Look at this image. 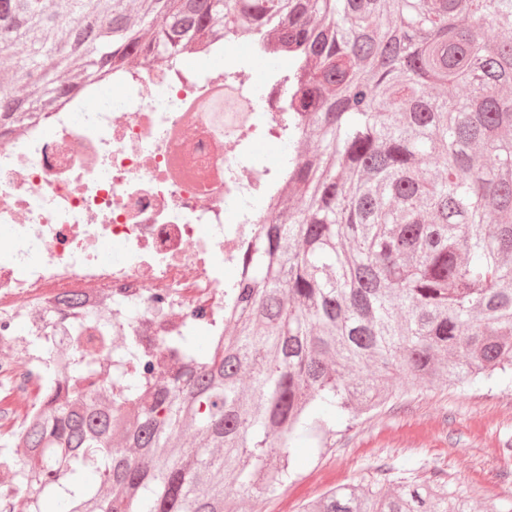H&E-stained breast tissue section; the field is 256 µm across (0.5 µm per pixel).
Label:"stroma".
<instances>
[{"instance_id": "1", "label": "stroma", "mask_w": 512, "mask_h": 512, "mask_svg": "<svg viewBox=\"0 0 512 512\" xmlns=\"http://www.w3.org/2000/svg\"><path fill=\"white\" fill-rule=\"evenodd\" d=\"M395 395L362 413L323 454L302 450L295 475L246 501L247 512H299L331 487L382 472L438 473L472 512H512V379L462 388L395 381Z\"/></svg>"}]
</instances>
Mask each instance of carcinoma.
I'll list each match as a JSON object with an SVG mask.
<instances>
[{
  "mask_svg": "<svg viewBox=\"0 0 512 512\" xmlns=\"http://www.w3.org/2000/svg\"><path fill=\"white\" fill-rule=\"evenodd\" d=\"M0 0L22 129L62 94L232 31L272 65L288 113V194L252 241L224 335L114 338L112 305L32 343L40 408L0 433L28 512H241L288 483L293 446L385 401L390 381L512 372V0ZM496 30L489 38L487 31ZM95 80L40 94L41 72ZM437 85L462 86L461 98ZM317 146L309 148L310 137ZM297 194L303 204H290ZM301 512H470L439 478L362 480Z\"/></svg>",
  "mask_w": 512,
  "mask_h": 512,
  "instance_id": "obj_1",
  "label": "carcinoma"
}]
</instances>
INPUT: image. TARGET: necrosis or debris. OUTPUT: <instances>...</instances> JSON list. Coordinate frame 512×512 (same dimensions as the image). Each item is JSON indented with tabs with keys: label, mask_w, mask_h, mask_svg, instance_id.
<instances>
[{
	"label": "necrosis or debris",
	"mask_w": 512,
	"mask_h": 512,
	"mask_svg": "<svg viewBox=\"0 0 512 512\" xmlns=\"http://www.w3.org/2000/svg\"><path fill=\"white\" fill-rule=\"evenodd\" d=\"M252 48L216 49L198 66L157 62L114 73V98L63 97L23 131L0 135V388L35 408L45 363L29 347L31 315L60 328L102 302L124 325L152 324L148 346L187 325L224 330L243 257L288 174L258 138L288 143L273 94L236 81Z\"/></svg>",
	"instance_id": "obj_1"
}]
</instances>
